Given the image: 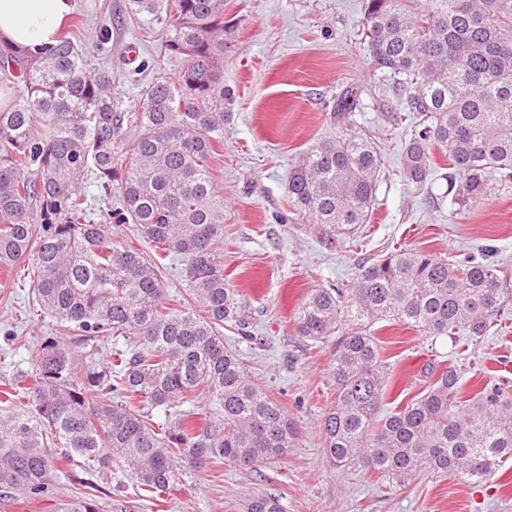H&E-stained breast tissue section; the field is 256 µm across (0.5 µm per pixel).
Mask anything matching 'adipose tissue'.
<instances>
[{
    "label": "adipose tissue",
    "instance_id": "1",
    "mask_svg": "<svg viewBox=\"0 0 512 512\" xmlns=\"http://www.w3.org/2000/svg\"><path fill=\"white\" fill-rule=\"evenodd\" d=\"M71 0H0V41L37 47L55 40Z\"/></svg>",
    "mask_w": 512,
    "mask_h": 512
}]
</instances>
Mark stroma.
Returning a JSON list of instances; mask_svg holds the SVG:
<instances>
[{
    "mask_svg": "<svg viewBox=\"0 0 512 512\" xmlns=\"http://www.w3.org/2000/svg\"><path fill=\"white\" fill-rule=\"evenodd\" d=\"M225 12L237 22L224 49V82L236 102L224 115V151L211 173L224 196V276L246 301L252 333L264 345L255 347L230 327L224 342L253 380L284 403L297 439L287 455L256 473L208 464L188 470L159 509L121 476L112 512H240L255 488L281 492L287 512H512V460L479 487L431 473L389 489L362 471L330 466L320 424L336 395V339L305 340L293 325L312 289L349 288L360 265L400 247L495 265L512 289V181L490 176L487 197L455 205L442 175L422 187L406 181L402 153L412 127L398 119L391 86L358 43L364 0H226ZM161 44L158 27L135 20L113 26L105 66L122 109L141 110L156 75L150 64L163 60ZM350 86L358 88L360 105L347 128L372 138L383 166L367 223L344 233L295 217L287 184L292 161L336 135L330 109ZM13 279L0 270V350L28 371L36 341L55 335L57 326L33 311L28 289L14 287ZM370 332L387 366L386 412L428 384V363L453 356L448 337L430 341L397 321H376ZM465 366L468 394L489 376L512 380V298L503 320L469 346Z\"/></svg>",
    "mask_w": 512,
    "mask_h": 512,
    "instance_id": "35a3bbf8",
    "label": "stroma"
}]
</instances>
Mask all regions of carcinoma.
<instances>
[{
	"mask_svg": "<svg viewBox=\"0 0 512 512\" xmlns=\"http://www.w3.org/2000/svg\"><path fill=\"white\" fill-rule=\"evenodd\" d=\"M96 47L107 44L112 8ZM126 12L162 28L173 82L145 90L124 112L112 73L76 43L73 18L54 43H0V269L27 263L39 312L61 336L36 344L33 370L0 390V499L40 496L65 471L69 499L58 512H107L112 469L130 473L151 503L205 463L251 472L277 462L295 431L281 400L255 384L224 325L251 336L246 305L224 279V197L210 162L224 145V46L236 24L224 0H125ZM361 43L374 72L392 84L399 111L416 120L403 172L419 187L448 167V193L478 197L487 174L512 178V0H365ZM360 103L337 97L341 125ZM381 154L364 135L341 133L302 152L288 173V202L317 224H365ZM96 187L118 204L94 209ZM108 224H135L140 245L112 240ZM185 262L184 293L169 302L152 255ZM508 289L497 269L397 249L362 265L351 288H316L294 318L319 341L341 318L336 396L323 415L326 461L360 466L404 486L425 473L482 484L512 457V382L488 377L467 397L457 363L430 366V382L380 415L386 365L368 326L398 320L427 338L486 336ZM114 344L100 358L99 347ZM164 412L166 421L153 419ZM79 468L83 476L71 473ZM270 489L249 493L243 512H286Z\"/></svg>",
	"mask_w": 512,
	"mask_h": 512,
	"instance_id": "obj_1",
	"label": "carcinoma"
}]
</instances>
